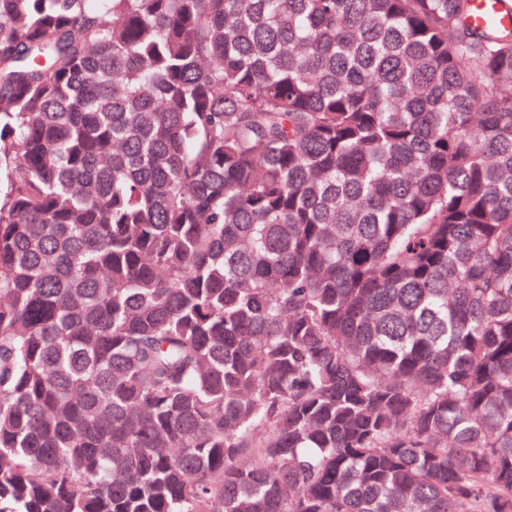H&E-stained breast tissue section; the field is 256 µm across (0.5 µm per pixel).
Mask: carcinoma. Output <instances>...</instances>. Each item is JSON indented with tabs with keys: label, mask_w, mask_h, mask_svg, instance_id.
<instances>
[{
	"label": "carcinoma",
	"mask_w": 512,
	"mask_h": 512,
	"mask_svg": "<svg viewBox=\"0 0 512 512\" xmlns=\"http://www.w3.org/2000/svg\"><path fill=\"white\" fill-rule=\"evenodd\" d=\"M0 0V512H512V0Z\"/></svg>",
	"instance_id": "cac0c4a2"
}]
</instances>
